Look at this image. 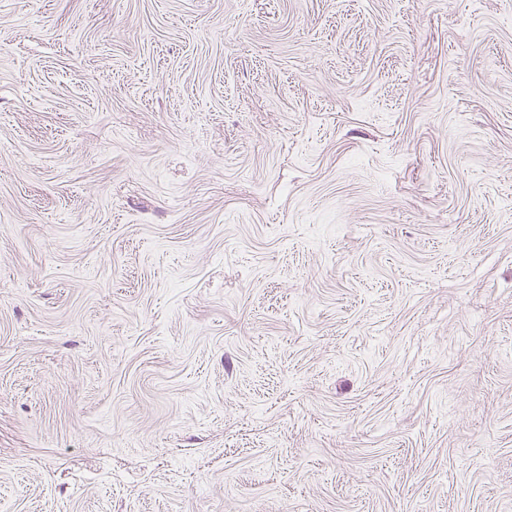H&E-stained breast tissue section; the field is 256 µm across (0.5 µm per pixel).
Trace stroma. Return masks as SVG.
I'll return each instance as SVG.
<instances>
[{
	"mask_svg": "<svg viewBox=\"0 0 512 512\" xmlns=\"http://www.w3.org/2000/svg\"><path fill=\"white\" fill-rule=\"evenodd\" d=\"M0 512H512V0H0Z\"/></svg>",
	"mask_w": 512,
	"mask_h": 512,
	"instance_id": "1",
	"label": "stroma"
}]
</instances>
